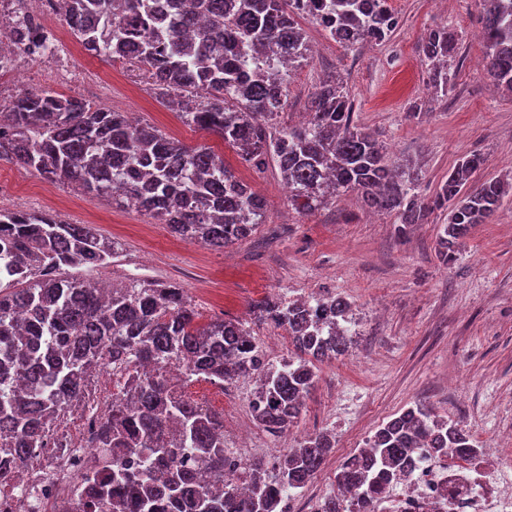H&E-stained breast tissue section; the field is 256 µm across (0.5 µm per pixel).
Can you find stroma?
<instances>
[{
	"mask_svg": "<svg viewBox=\"0 0 512 512\" xmlns=\"http://www.w3.org/2000/svg\"><path fill=\"white\" fill-rule=\"evenodd\" d=\"M389 4L399 19L390 40L350 50L311 19L300 18L315 54L285 73L288 102L278 124L297 122L319 81L334 74L345 80L359 123L375 132L392 156L421 168L422 193L434 195L455 162L471 153L486 159L474 182L512 174V96L481 66L483 21L476 0ZM443 26L455 34L459 68L454 89L436 101L418 44L429 29ZM61 54L72 79L57 80L54 65L36 62L29 66L27 89H50L133 112L186 146L209 148L263 198L267 221L218 251L173 236L143 211L117 207L7 160H0L1 208L94 225L122 246L99 280L128 275L175 281L189 296L199 324L215 318L246 323L261 342H277L283 358L287 332L256 323L255 305L274 296L311 294L349 303V352L318 364L298 422L284 435L270 436L254 424L253 380L223 387L198 379L184 385L191 399L223 410L227 449L240 444L238 425L251 424L248 445L266 464L309 435L334 436L326 462L289 500L292 512H316L335 493L341 463L415 402L459 422L480 448L512 434L511 197L493 223L473 228L449 268L436 251L446 213L435 212L428 223L400 233L394 215L366 213L353 195L323 210L299 212L275 162L251 168L219 135L185 124L142 75L90 55L71 35H64Z\"/></svg>",
	"mask_w": 512,
	"mask_h": 512,
	"instance_id": "obj_1",
	"label": "stroma"
}]
</instances>
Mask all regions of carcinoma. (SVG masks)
<instances>
[{"mask_svg": "<svg viewBox=\"0 0 512 512\" xmlns=\"http://www.w3.org/2000/svg\"><path fill=\"white\" fill-rule=\"evenodd\" d=\"M60 0V16L87 52L139 70L183 119L219 134L259 169L276 162L292 205L326 208L349 192L397 224H423L448 211L440 257L448 266L477 224H490L512 193V181L470 179L484 164L466 155L448 170L433 197L421 171L391 159L356 121L343 81L326 77L308 120L288 128L277 118L288 100L281 67L309 59L297 18L308 16L340 45L381 44L398 17L388 0ZM488 71L512 95V0H479ZM25 42L45 51L50 32L28 28ZM429 83L441 96L455 86V35L446 27L421 38ZM0 159L85 192L137 207L186 240L222 249L266 223L263 199L224 159L187 148L123 112L52 90L18 92L0 106ZM120 248L90 224L46 213L0 209V448L18 468L37 448H66L64 415L81 406L91 374L106 367L124 379L121 395L101 417L96 437L98 486L106 499L81 512H283L332 452L319 433L288 449L269 470L248 464L245 488L224 477L231 464L224 417L171 381L202 378L220 385L253 379L256 421L278 435L297 423L316 381L315 363L348 351L349 304L339 296L278 298L256 307L255 319L288 333L291 356L277 365L243 323L205 325L181 286L130 280L105 290L88 273L112 264ZM468 460L479 450L460 424L416 403L381 425L368 449L340 466L336 482L367 503L404 469L417 448ZM144 448L138 467L127 458ZM211 474L196 485L195 465ZM318 512H352V498L327 496Z\"/></svg>", "mask_w": 512, "mask_h": 512, "instance_id": "carcinoma-1", "label": "carcinoma"}]
</instances>
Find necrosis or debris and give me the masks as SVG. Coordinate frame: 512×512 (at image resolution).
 <instances>
[{
    "mask_svg": "<svg viewBox=\"0 0 512 512\" xmlns=\"http://www.w3.org/2000/svg\"><path fill=\"white\" fill-rule=\"evenodd\" d=\"M56 0H0L9 14V42L0 45V69L22 80L27 63L43 61V54L20 53L19 33L25 27H47ZM96 415L86 417L69 448H42L15 480L16 495L7 512H29L24 491L35 492L36 512H74L78 503L97 495L88 474L98 457L94 447ZM512 512V456L485 453L462 461L439 457L428 448L416 449L403 477L393 480L372 512Z\"/></svg>",
    "mask_w": 512,
    "mask_h": 512,
    "instance_id": "4bbe7bcc",
    "label": "necrosis or debris"
}]
</instances>
